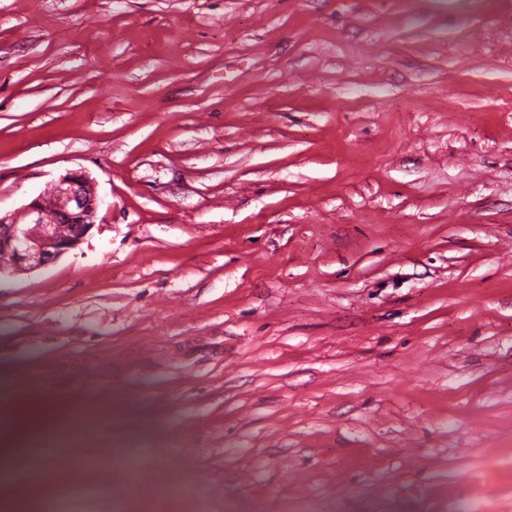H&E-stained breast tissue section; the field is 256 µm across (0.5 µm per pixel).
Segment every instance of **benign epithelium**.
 Returning <instances> with one entry per match:
<instances>
[{
  "instance_id": "obj_1",
  "label": "benign epithelium",
  "mask_w": 512,
  "mask_h": 512,
  "mask_svg": "<svg viewBox=\"0 0 512 512\" xmlns=\"http://www.w3.org/2000/svg\"><path fill=\"white\" fill-rule=\"evenodd\" d=\"M99 198L90 175L70 170L34 197L22 220L0 216V275L47 266L76 249L97 221Z\"/></svg>"
}]
</instances>
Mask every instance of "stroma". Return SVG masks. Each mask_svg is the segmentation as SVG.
Wrapping results in <instances>:
<instances>
[{
	"instance_id": "obj_1",
	"label": "stroma",
	"mask_w": 512,
	"mask_h": 512,
	"mask_svg": "<svg viewBox=\"0 0 512 512\" xmlns=\"http://www.w3.org/2000/svg\"><path fill=\"white\" fill-rule=\"evenodd\" d=\"M80 168L0 277L64 512H512V0H0V214ZM98 208L90 175L78 169L27 203L22 222L0 214V252L10 259L0 266V277L47 266L76 249L97 223ZM2 254L0 264L7 261Z\"/></svg>"
}]
</instances>
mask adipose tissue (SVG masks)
<instances>
[{"label": "adipose tissue", "instance_id": "ef3b65f1", "mask_svg": "<svg viewBox=\"0 0 512 512\" xmlns=\"http://www.w3.org/2000/svg\"><path fill=\"white\" fill-rule=\"evenodd\" d=\"M69 411V406L48 404L36 396L14 399L1 409L0 468L7 470L22 461L42 465L49 451L32 443L30 432L49 423L61 424Z\"/></svg>", "mask_w": 512, "mask_h": 512}]
</instances>
